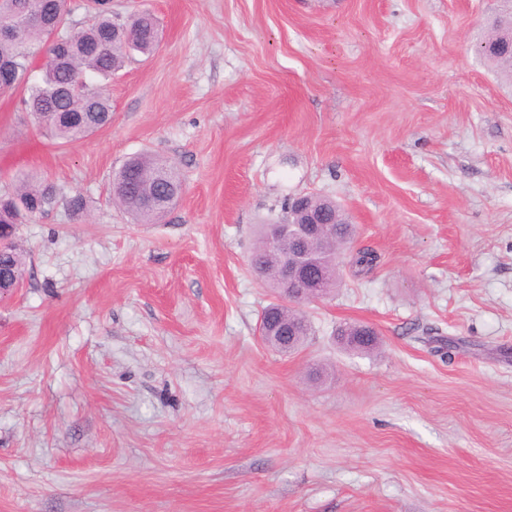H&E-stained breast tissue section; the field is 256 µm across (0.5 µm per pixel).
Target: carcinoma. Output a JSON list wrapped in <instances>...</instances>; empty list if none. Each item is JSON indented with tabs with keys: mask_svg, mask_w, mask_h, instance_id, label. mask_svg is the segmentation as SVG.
<instances>
[{
	"mask_svg": "<svg viewBox=\"0 0 512 512\" xmlns=\"http://www.w3.org/2000/svg\"><path fill=\"white\" fill-rule=\"evenodd\" d=\"M24 0H0V26L11 27V34L0 39V62L9 61L14 65L10 88H23L21 104L46 135L62 144L78 142L112 120V99L104 91L90 97L82 90L73 89L68 94L58 93L75 76L90 82L108 79L119 71L128 54L136 51L152 55L158 42L155 41V17L142 12L131 17L126 24H117L112 14L94 10L88 24L71 38L64 54L57 52L51 40V30L40 24L15 21ZM495 20L487 24L486 32L479 39V53L496 73L512 81V53L508 48L497 45L494 36L497 29ZM44 59L41 77L29 82L33 59ZM19 185L10 195L0 198V213L15 212L17 217L41 215L56 201L53 183L33 173L18 177ZM166 190H182V179L176 165L163 157L145 151L126 159L112 176V201L130 214L138 224H155L166 211L148 203V197ZM313 204L326 209L328 219L335 221L329 230L327 250L336 251L349 243L353 225L345 223L346 217L336 201L313 194ZM293 243L279 242L274 249L266 245V225L257 228V244L251 262L261 270V280L273 292H279L281 281L279 270L270 259L271 251L288 252ZM4 268L23 277L25 257L18 248L0 257ZM266 326L278 330L288 321H306L300 310L269 304L262 312ZM340 343L349 351L368 354L379 349L380 340L370 336L356 340L351 335H340Z\"/></svg>",
	"mask_w": 512,
	"mask_h": 512,
	"instance_id": "cac0c4a2",
	"label": "carcinoma"
}]
</instances>
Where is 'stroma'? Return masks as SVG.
I'll return each mask as SVG.
<instances>
[{
	"instance_id": "35a3bbf8",
	"label": "stroma",
	"mask_w": 512,
	"mask_h": 512,
	"mask_svg": "<svg viewBox=\"0 0 512 512\" xmlns=\"http://www.w3.org/2000/svg\"><path fill=\"white\" fill-rule=\"evenodd\" d=\"M496 3L113 0L160 44L113 75L110 125L57 144L0 90V191L58 192L0 303V512H512V83L475 50ZM142 151L183 181L156 224L109 200ZM305 193L356 234L283 355L250 256Z\"/></svg>"
}]
</instances>
